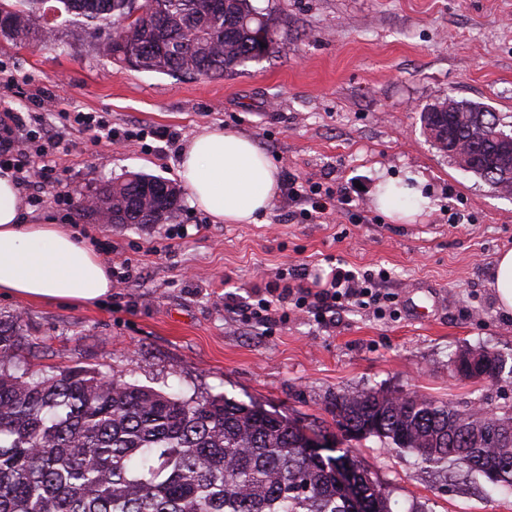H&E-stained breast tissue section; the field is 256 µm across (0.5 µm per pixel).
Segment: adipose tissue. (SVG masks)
Listing matches in <instances>:
<instances>
[{"label":"adipose tissue","instance_id":"ef3b65f1","mask_svg":"<svg viewBox=\"0 0 512 512\" xmlns=\"http://www.w3.org/2000/svg\"><path fill=\"white\" fill-rule=\"evenodd\" d=\"M181 175L198 207L215 220L254 224L279 193L277 168L252 139L204 131L185 148ZM424 179L383 177L374 205L393 222H413L429 200ZM12 173L0 172V293L24 301L94 305L112 293L109 267L95 250L49 220L31 221Z\"/></svg>","mask_w":512,"mask_h":512}]
</instances>
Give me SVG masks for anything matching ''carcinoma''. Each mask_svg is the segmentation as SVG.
Masks as SVG:
<instances>
[{
	"instance_id": "1",
	"label": "carcinoma",
	"mask_w": 512,
	"mask_h": 512,
	"mask_svg": "<svg viewBox=\"0 0 512 512\" xmlns=\"http://www.w3.org/2000/svg\"><path fill=\"white\" fill-rule=\"evenodd\" d=\"M46 0H0V34L15 46L41 42ZM58 13L80 19L96 53L115 60L143 47L133 69L218 78L274 52L271 14L252 0H56ZM142 14L135 17L133 11ZM455 110L487 125L472 140L455 124V139L485 158L495 135H512L507 116L464 101ZM476 177L495 188L507 177L478 163ZM133 173L101 185L125 202L114 224H142L143 189L165 185ZM33 358L19 314L0 316V512H391L388 499L351 455L308 450L295 422L223 395L186 398L83 366L35 376L17 371ZM506 371L498 354L481 374L496 382ZM336 427L352 439L376 437L430 466H453L482 477L491 490L512 493V412L477 416L475 407L372 388L340 390L331 399ZM354 467L356 494L335 472Z\"/></svg>"
}]
</instances>
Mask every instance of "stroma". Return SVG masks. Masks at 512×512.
Instances as JSON below:
<instances>
[{"mask_svg":"<svg viewBox=\"0 0 512 512\" xmlns=\"http://www.w3.org/2000/svg\"><path fill=\"white\" fill-rule=\"evenodd\" d=\"M254 3L275 17L278 50L223 78L134 70L97 54L90 35L73 39L69 25L55 49L0 38V108L21 113L18 135L36 146L62 108L99 113L120 132L175 133L110 144L70 131L59 170L78 203L132 172L181 182L184 147L215 128L257 142L280 179L341 191L347 205L311 220L283 190L260 223L217 224L186 196L173 220L183 236L156 255L164 225L70 220L45 202L32 217L69 225L107 265L128 261L131 277L96 305L0 297V313L22 315L38 368L80 365L188 398L221 394L350 447L391 512H512V495L421 466L378 438L346 442L328 411L337 391L362 387L512 407V382L471 384L451 373L471 347L512 358V314L489 286L497 253L512 247V195L443 156L420 122L421 109L449 97L512 116V0ZM410 170L425 177L431 205L396 224L375 210L372 189L378 172ZM338 262L387 270L380 289L392 314L371 305L327 325L297 310L266 327L242 321L236 306L254 292L310 285ZM417 305L427 319L413 318Z\"/></svg>","mask_w":512,"mask_h":512,"instance_id":"35a3bbf8","label":"stroma"}]
</instances>
